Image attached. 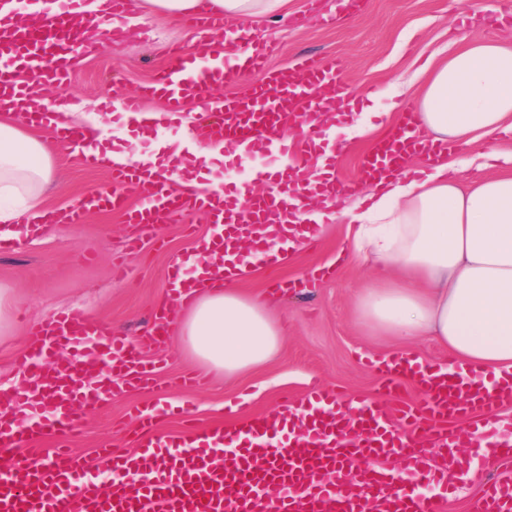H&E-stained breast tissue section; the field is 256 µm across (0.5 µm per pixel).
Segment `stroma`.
I'll return each mask as SVG.
<instances>
[{"label": "stroma", "mask_w": 512, "mask_h": 512, "mask_svg": "<svg viewBox=\"0 0 512 512\" xmlns=\"http://www.w3.org/2000/svg\"><path fill=\"white\" fill-rule=\"evenodd\" d=\"M333 0H288L286 13L252 22L258 42L277 43L269 65L277 69L302 56L340 58L346 82L358 96V114L370 128L361 136L342 127L323 125V143L336 156L335 175L351 179L359 157L402 115L415 111L424 83L422 72L448 56L461 42L496 39L512 47V0H364L355 17L324 21ZM504 18H484L487 8ZM199 31L190 21L172 22L144 16L127 30L116 46L82 54L67 84L46 91L49 105L81 106L85 127L95 135L109 134L134 153L151 156L179 148L196 157V173H208L202 145L189 124L158 122L141 134L133 121L115 122L105 104L115 88L132 93L165 61L176 44L191 47ZM39 136L54 147L53 175L45 191L50 209L67 207L79 196L106 188L109 171L86 164L51 129ZM209 224L193 218L190 228L167 224L160 240H144L127 254L134 225L119 215L96 212L82 224H51L37 236L21 238L0 250V291L14 300L8 330L0 332V385L20 386L15 354L28 343L36 322L70 311L101 322L119 335L137 340L152 324V314L168 296L171 263L189 255ZM316 248L306 244L288 254L277 267L255 268L240 283L249 291L271 293L272 315L288 334L271 362L232 377L206 370L174 338L146 347L156 365L148 385L107 398L82 421L69 444L89 463H97L103 448H128L136 435L132 419L137 407L163 399L179 407L191 403L204 423H220L228 406L243 404L246 412L269 413L279 408L280 395L304 394L309 387L341 388L353 396L370 397L378 388L374 362L397 348L357 315L355 300L379 272L370 259L349 254L346 222L325 220L317 229ZM199 380L197 388L180 389L184 376Z\"/></svg>", "instance_id": "35a3bbf8"}]
</instances>
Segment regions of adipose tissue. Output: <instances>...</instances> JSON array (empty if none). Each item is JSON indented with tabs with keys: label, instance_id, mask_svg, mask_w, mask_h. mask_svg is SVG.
<instances>
[{
	"label": "adipose tissue",
	"instance_id": "1",
	"mask_svg": "<svg viewBox=\"0 0 512 512\" xmlns=\"http://www.w3.org/2000/svg\"><path fill=\"white\" fill-rule=\"evenodd\" d=\"M416 122L435 140L471 143L512 132V48L469 41L429 72ZM53 160L49 147L0 114V207L5 239L19 238V217L44 209ZM354 227L356 254L375 259L384 278L362 289L357 312L381 335L404 343L428 337L452 361L479 371L512 370V174L462 187L447 163L422 179L380 184L368 207L342 211ZM173 331L208 369L231 376L261 366L284 338L265 294L233 283L184 298Z\"/></svg>",
	"mask_w": 512,
	"mask_h": 512
}]
</instances>
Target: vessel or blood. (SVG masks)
Wrapping results in <instances>:
<instances>
[{
	"label": "vessel or blood",
	"instance_id": "b4317fda",
	"mask_svg": "<svg viewBox=\"0 0 512 512\" xmlns=\"http://www.w3.org/2000/svg\"><path fill=\"white\" fill-rule=\"evenodd\" d=\"M128 5L129 0H100L110 44L126 37L114 21ZM85 25L81 0H63L48 22L0 25V108L25 102L35 87L67 83ZM249 42L243 34L222 44L201 40L189 51L170 49L140 92L121 103L132 116L149 98H162L175 112L193 104L201 139L252 155L275 150L300 158V165L280 172L277 194L245 199L234 183L178 194L170 178L137 165H116L109 189L89 192L65 210L45 211L43 223L80 224L89 212H113L139 225L141 238L154 239L170 217L198 216L213 227L210 237L197 241L205 258L235 252L245 234L258 246L284 238L288 218L305 203L296 183L307 179L306 163L319 157L322 132L313 119L319 92L332 90L349 104L354 98L340 59L306 58L272 69L267 58L273 45L254 51ZM246 72L261 76L248 95L216 98L219 87ZM296 123L306 127L299 142L285 136ZM414 127L412 115H405L364 153L356 177L323 179L318 192L331 197L357 192L401 170L407 157L430 155L431 146ZM322 160L327 168L335 164L331 156ZM132 190L138 202H131ZM221 275L209 266L197 277L173 271L178 286L170 294L190 292ZM63 346L71 355L60 356ZM15 364L29 388L24 393L0 388L1 448L31 444L50 430L71 436L80 419L112 393L145 384L155 374L140 343L65 312L33 326ZM377 372L381 388L373 398L316 387L289 408L220 424L189 420L175 436L162 428L163 405L145 406L136 412L135 448L101 451L107 483H100L81 457L57 447L50 461L24 458L0 472V512H368L375 500L383 502V512H445L443 502L412 495L411 487L425 484L444 492L451 476L512 460V438L493 434L500 406L512 404V377L498 381L491 393L463 369L445 377L424 365H384ZM411 385L423 394L414 407L406 402ZM390 456L405 460L406 470L379 466V459ZM474 512H512V476L487 484Z\"/></svg>",
	"mask_w": 512,
	"mask_h": 512
}]
</instances>
